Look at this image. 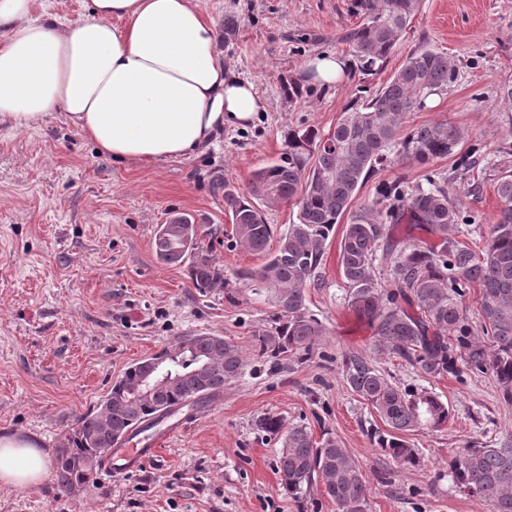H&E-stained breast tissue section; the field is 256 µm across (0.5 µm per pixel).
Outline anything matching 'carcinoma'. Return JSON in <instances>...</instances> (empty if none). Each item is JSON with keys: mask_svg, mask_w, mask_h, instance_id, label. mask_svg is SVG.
Returning a JSON list of instances; mask_svg holds the SVG:
<instances>
[{"mask_svg": "<svg viewBox=\"0 0 512 512\" xmlns=\"http://www.w3.org/2000/svg\"><path fill=\"white\" fill-rule=\"evenodd\" d=\"M359 24L349 41L367 72L381 69L419 9L420 0H354ZM457 77V64L446 53L424 50L411 55L369 99L352 100L333 129L311 126L288 134V149L280 162L253 174L249 196L224 183V204L232 219L235 243L263 257L260 265L237 273L238 279L267 290L273 311L253 336L259 355L275 366L293 358L310 359L323 323L307 305L309 288L319 286V270L336 224L347 222L339 241V268L348 293V307L376 331L374 350L404 359L421 374L436 376L453 368L448 336L464 348L465 364L492 373L503 398L512 402V169L496 177L499 211L489 226L483 248L473 250L448 241V229L462 221L455 203L464 187L445 179L426 178L405 192L396 185L378 188L377 198L356 203L358 189L375 167L392 155L426 165L454 153L460 134L446 121L412 129L407 117L426 105L429 96L448 89ZM290 203L296 221L273 236L260 206ZM409 224L434 245L413 242L395 232ZM192 222L174 215L160 224L153 237L158 260L189 262V278L202 293L227 285L224 268L204 249ZM379 265L389 267L382 283ZM481 290L479 317L492 342L469 341L459 308L462 289ZM245 359L222 336L200 334L131 364L113 384L93 413L64 434L56 448L54 477L58 487L83 486L102 456L126 436H137L161 425L185 408L194 396L197 406L224 392L245 372ZM342 376L352 392L366 401L388 433L378 445L403 466L418 463L406 435L423 422L439 427L448 422V404L429 392H409L390 381L363 354H348ZM258 430L283 434L276 467L282 485L292 494L314 480L321 481L339 512H366V478L335 437L321 440L302 426L283 431L279 417L255 421ZM451 473L491 512H512V442L495 448H468L451 463Z\"/></svg>", "mask_w": 512, "mask_h": 512, "instance_id": "1", "label": "carcinoma"}]
</instances>
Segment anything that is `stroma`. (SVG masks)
<instances>
[{
	"mask_svg": "<svg viewBox=\"0 0 512 512\" xmlns=\"http://www.w3.org/2000/svg\"><path fill=\"white\" fill-rule=\"evenodd\" d=\"M218 33L225 66L251 82L264 112L228 128L207 148L149 165L101 154L63 113L15 128L0 122V436L55 453L60 436L96 411L114 381L137 360L202 333L233 342L248 367L220 396L168 418L166 443L140 469L90 479L65 492L55 480L25 490L0 487V512H339L321 482L284 491L278 437L256 419L281 418L314 439L336 437L365 473L366 512H489L452 478L464 449L512 439V403L496 379L456 361L428 377L404 360L373 350L375 332L347 307V288L330 241L322 285L307 291L309 310L326 328L317 355L271 368L253 331L267 322V294L237 278L259 255L232 246V224L216 181L248 193L258 168L279 161L290 131L333 128L356 98L372 96L416 52L452 56L457 78L410 113L408 126L445 120L462 138L454 153L428 164H384L360 188L375 199L381 184L405 190L429 174L461 183L456 200L471 224L452 242L481 248L499 210L494 176L500 147L512 145V103L500 91L512 79V0H420L418 12L381 70H362L344 34L355 27L353 0H197ZM236 28L225 33V17ZM343 57V81H318L311 60ZM480 154L461 169V158ZM186 213L202 227V244L224 267L229 285L203 294L186 265L161 264L157 225ZM370 356L398 386L425 390L448 403L447 423L419 427L408 440L420 463L406 467L377 443L386 428L346 386L344 355Z\"/></svg>",
	"mask_w": 512,
	"mask_h": 512,
	"instance_id": "1",
	"label": "stroma"
}]
</instances>
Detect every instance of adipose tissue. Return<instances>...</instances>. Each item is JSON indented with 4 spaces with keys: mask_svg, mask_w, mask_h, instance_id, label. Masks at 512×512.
I'll use <instances>...</instances> for the list:
<instances>
[{
    "mask_svg": "<svg viewBox=\"0 0 512 512\" xmlns=\"http://www.w3.org/2000/svg\"><path fill=\"white\" fill-rule=\"evenodd\" d=\"M33 0H0V122L28 128L61 111L97 150L142 163L189 156L262 109L224 66L196 0H91L63 23ZM48 454L0 437V485L49 479Z\"/></svg>",
    "mask_w": 512,
    "mask_h": 512,
    "instance_id": "obj_1",
    "label": "adipose tissue"
}]
</instances>
